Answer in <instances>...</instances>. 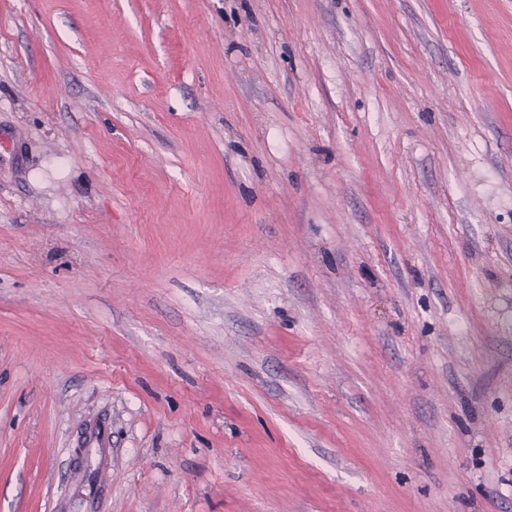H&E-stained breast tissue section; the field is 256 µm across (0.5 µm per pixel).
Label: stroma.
<instances>
[{
    "instance_id": "1",
    "label": "stroma",
    "mask_w": 512,
    "mask_h": 512,
    "mask_svg": "<svg viewBox=\"0 0 512 512\" xmlns=\"http://www.w3.org/2000/svg\"><path fill=\"white\" fill-rule=\"evenodd\" d=\"M0 512H512V0H0Z\"/></svg>"
}]
</instances>
